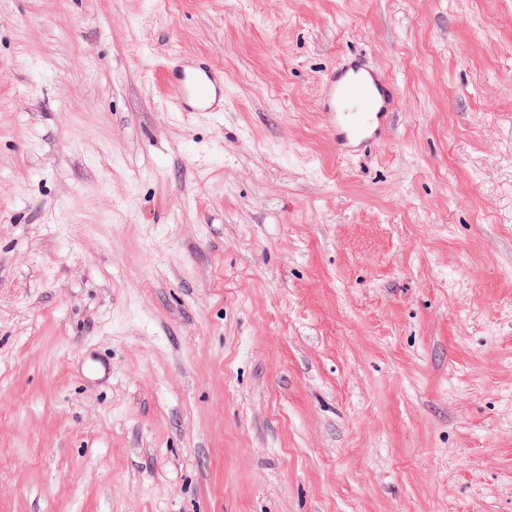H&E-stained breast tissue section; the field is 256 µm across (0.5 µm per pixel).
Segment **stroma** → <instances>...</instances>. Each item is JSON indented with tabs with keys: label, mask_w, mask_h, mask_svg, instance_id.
Instances as JSON below:
<instances>
[{
	"label": "stroma",
	"mask_w": 512,
	"mask_h": 512,
	"mask_svg": "<svg viewBox=\"0 0 512 512\" xmlns=\"http://www.w3.org/2000/svg\"><path fill=\"white\" fill-rule=\"evenodd\" d=\"M0 512H512V0H0ZM177 88L175 105L180 112H214L223 100L224 73L211 65L177 62L165 70ZM394 83L382 70L351 62L331 70L320 112L336 148L351 152L384 140L395 109Z\"/></svg>",
	"instance_id": "1"
}]
</instances>
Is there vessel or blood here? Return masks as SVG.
<instances>
[{
  "instance_id": "obj_1",
  "label": "vessel or blood",
  "mask_w": 512,
  "mask_h": 512,
  "mask_svg": "<svg viewBox=\"0 0 512 512\" xmlns=\"http://www.w3.org/2000/svg\"><path fill=\"white\" fill-rule=\"evenodd\" d=\"M165 76L177 88L182 112H212L224 98L221 70L193 62L167 66ZM396 92L382 70L350 63L331 70L320 99L323 120L339 152L384 140L390 130Z\"/></svg>"
}]
</instances>
